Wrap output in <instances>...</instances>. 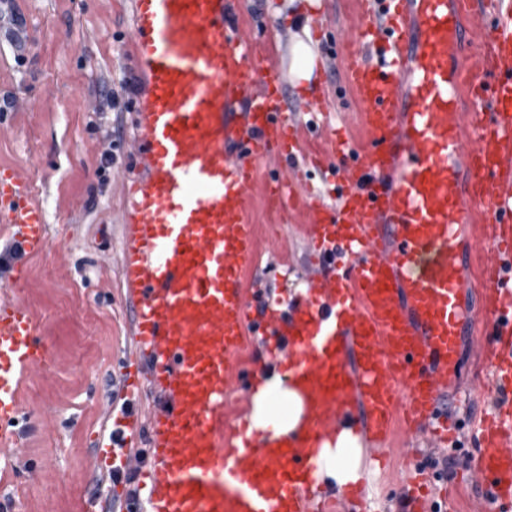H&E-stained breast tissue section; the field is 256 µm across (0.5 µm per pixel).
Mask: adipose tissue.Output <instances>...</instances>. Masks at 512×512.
<instances>
[{
  "instance_id": "ef3b65f1",
  "label": "adipose tissue",
  "mask_w": 512,
  "mask_h": 512,
  "mask_svg": "<svg viewBox=\"0 0 512 512\" xmlns=\"http://www.w3.org/2000/svg\"><path fill=\"white\" fill-rule=\"evenodd\" d=\"M301 411V402L294 390L286 388L279 374H271L259 386L253 397L249 417V431L272 430L278 433L291 428ZM318 474L345 486L358 478V458L355 441L349 433H342L335 447L322 448L316 459Z\"/></svg>"
}]
</instances>
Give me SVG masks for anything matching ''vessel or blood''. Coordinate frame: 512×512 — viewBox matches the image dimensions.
<instances>
[{
	"instance_id": "1",
	"label": "vessel or blood",
	"mask_w": 512,
	"mask_h": 512,
	"mask_svg": "<svg viewBox=\"0 0 512 512\" xmlns=\"http://www.w3.org/2000/svg\"><path fill=\"white\" fill-rule=\"evenodd\" d=\"M361 3L350 31L330 7L309 16L352 47L360 123L340 137L342 91L321 66L288 109L286 70L262 50L269 24L239 23L250 0H132L122 50L140 90L113 193L135 369L94 439L96 467L137 474L148 512H359L314 476L345 430L399 472L405 512H433L416 444H452L447 403L476 408L473 483L490 512H512V0ZM257 188L300 211L314 250L305 290L286 299L247 281ZM47 222L31 178L0 161V224L18 253L0 291L6 466L26 451L22 396L50 354L47 317L25 297ZM476 343L491 381L465 378ZM279 365L300 420L248 434ZM147 392L145 417L134 402Z\"/></svg>"
}]
</instances>
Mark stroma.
Masks as SVG:
<instances>
[{
	"label": "stroma",
	"instance_id": "stroma-1",
	"mask_svg": "<svg viewBox=\"0 0 512 512\" xmlns=\"http://www.w3.org/2000/svg\"><path fill=\"white\" fill-rule=\"evenodd\" d=\"M26 2V62H18L11 17L0 11V161L31 177L48 213L53 246L35 261L26 297L48 316L53 352L26 398L27 452L14 464L19 477L0 492L29 512H82L88 496H111L106 474L91 472L87 434L104 421L116 362L133 354L123 331L128 311L119 277L101 255L119 249L120 216L107 203L112 183L124 174L123 159L115 158L105 176L97 174L105 135L118 140L125 133L97 107L100 87L122 59L130 6L127 0ZM310 2L253 0L259 16L281 29L279 51L291 71L326 56V37L292 28ZM21 94L26 105L11 109L10 97ZM252 211L257 248L268 264L262 276L280 287L273 266L302 269L311 250L261 192L253 194ZM29 471L38 473L37 481L26 479Z\"/></svg>",
	"mask_w": 512,
	"mask_h": 512
}]
</instances>
